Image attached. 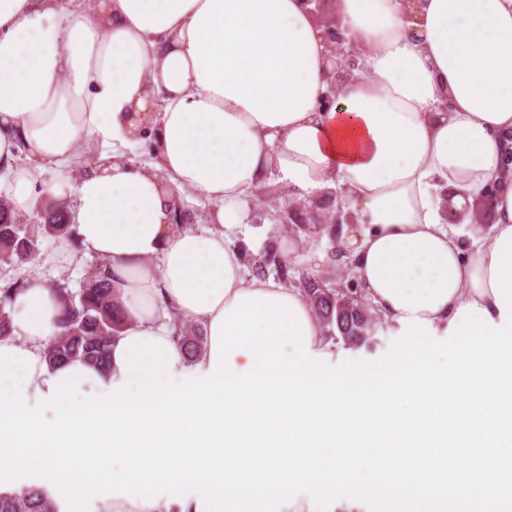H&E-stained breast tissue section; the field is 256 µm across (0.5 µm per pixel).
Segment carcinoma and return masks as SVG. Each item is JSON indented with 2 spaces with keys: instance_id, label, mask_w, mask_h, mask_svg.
I'll list each match as a JSON object with an SVG mask.
<instances>
[{
  "instance_id": "carcinoma-1",
  "label": "carcinoma",
  "mask_w": 512,
  "mask_h": 512,
  "mask_svg": "<svg viewBox=\"0 0 512 512\" xmlns=\"http://www.w3.org/2000/svg\"><path fill=\"white\" fill-rule=\"evenodd\" d=\"M43 224L38 236L29 233L28 225L19 216L0 206V261L8 264L26 263L38 259L42 243L64 242L75 252L81 251L67 221V211L54 202L41 204ZM279 279L286 285L303 289L313 304L326 330L336 334V341L350 346L367 343L381 323L379 316L368 307L359 289L344 291L312 278L295 279L291 271L281 272ZM26 286V281L7 282L0 287V338L12 335L9 308L14 297ZM54 291L61 306L57 319V335L46 347V357L52 365L80 360L107 372L109 350L130 322L118 289L112 284V273L106 265L91 267L78 291L56 287ZM172 332L187 361L202 350L205 336L195 324L184 328L177 313ZM0 512H61L57 498L46 488L36 485L0 491Z\"/></svg>"
}]
</instances>
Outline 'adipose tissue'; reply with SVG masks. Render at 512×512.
Instances as JSON below:
<instances>
[{
	"label": "adipose tissue",
	"mask_w": 512,
	"mask_h": 512,
	"mask_svg": "<svg viewBox=\"0 0 512 512\" xmlns=\"http://www.w3.org/2000/svg\"><path fill=\"white\" fill-rule=\"evenodd\" d=\"M336 13L361 56L322 112L326 46L303 0H99L90 11L0 0L10 202L21 213L42 196L74 198L76 234L109 265L132 319L125 336L171 341L159 323L167 304L208 337L236 296L258 292L295 301L310 353L335 352L305 294L248 275L224 232L270 175L288 198L344 189L356 218L342 230L351 273L385 321L418 317L446 331L467 304L499 318L490 263L512 228V172L501 156L512 138V0H422L411 23L400 0H336ZM156 93L155 171L103 155L77 176L38 183L39 169L66 166L88 135L134 139ZM21 147L28 163L12 166ZM494 180L490 242L450 233L449 210ZM185 193L209 202L213 231L170 224ZM10 313L13 334L0 346L34 354L29 399L62 371L81 377L86 393L121 382L115 362L105 374L80 361L49 364L58 303L45 281L30 280Z\"/></svg>",
	"instance_id": "adipose-tissue-1"
}]
</instances>
